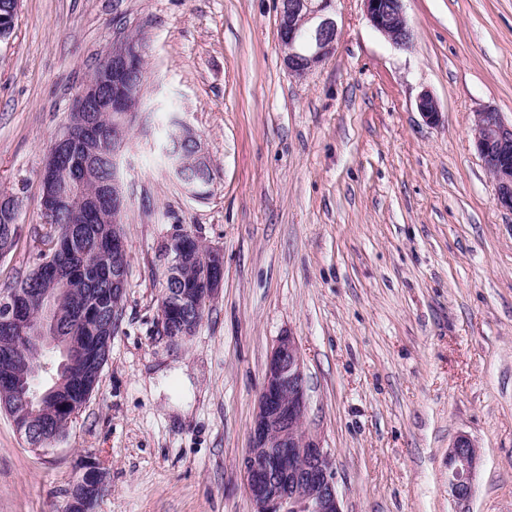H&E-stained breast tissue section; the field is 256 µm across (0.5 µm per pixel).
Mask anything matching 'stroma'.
Wrapping results in <instances>:
<instances>
[{
    "instance_id": "stroma-1",
    "label": "stroma",
    "mask_w": 512,
    "mask_h": 512,
    "mask_svg": "<svg viewBox=\"0 0 512 512\" xmlns=\"http://www.w3.org/2000/svg\"><path fill=\"white\" fill-rule=\"evenodd\" d=\"M404 9L400 49L360 0H338L336 52L298 80L277 0H21L0 45V195L21 227L0 287L31 263L46 149L114 39L147 40L148 81L120 165L129 267L110 358L48 450L0 412V512H65L87 457L109 473L96 512H252L241 462L287 331L343 512H455L460 434L480 454L470 512H512V211L473 132L488 106L512 122V0ZM424 91L439 123L416 109ZM171 106L210 154L205 199L163 163ZM175 224L224 252L223 288L183 347L157 327L155 247Z\"/></svg>"
}]
</instances>
